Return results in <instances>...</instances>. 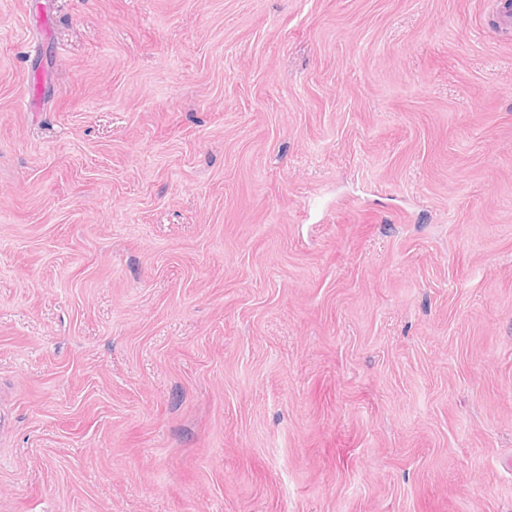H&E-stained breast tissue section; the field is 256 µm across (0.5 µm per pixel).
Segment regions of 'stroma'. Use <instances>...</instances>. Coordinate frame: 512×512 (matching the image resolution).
Wrapping results in <instances>:
<instances>
[{"label": "stroma", "mask_w": 512, "mask_h": 512, "mask_svg": "<svg viewBox=\"0 0 512 512\" xmlns=\"http://www.w3.org/2000/svg\"><path fill=\"white\" fill-rule=\"evenodd\" d=\"M504 0H0V512H512Z\"/></svg>", "instance_id": "stroma-1"}]
</instances>
